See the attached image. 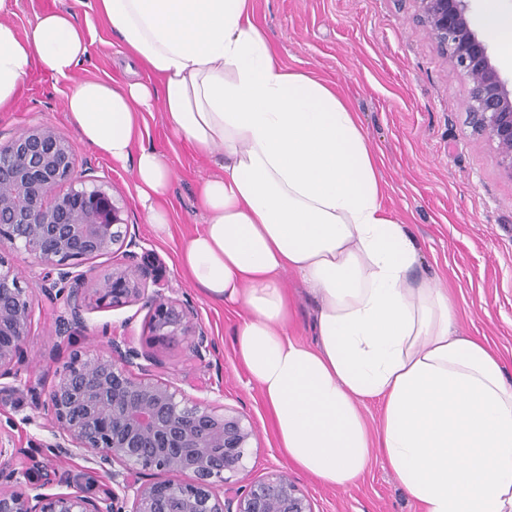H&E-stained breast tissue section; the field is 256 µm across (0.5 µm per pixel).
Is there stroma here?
<instances>
[{
	"label": "stroma",
	"instance_id": "stroma-1",
	"mask_svg": "<svg viewBox=\"0 0 512 512\" xmlns=\"http://www.w3.org/2000/svg\"><path fill=\"white\" fill-rule=\"evenodd\" d=\"M253 4L278 60L333 85L358 112L377 160L383 206L392 218L410 225L421 247L420 274L448 288L458 331L486 340L512 379V179L499 169L493 149L473 137L466 123L467 86L451 75L446 57L418 23L412 0ZM60 5L90 32V51L71 79L37 76L27 83L14 108L0 112V142L38 123L51 124L77 142L79 168L107 182L142 249L160 261L169 296L193 306L196 322L209 330L217 351L204 364L192 358L189 337L155 343L143 300L119 309L89 306L84 329L58 336L62 303L50 302L40 291L41 269L32 255L7 252L9 263L34 290L28 361L18 378L0 380V439L23 449L19 470L27 479L45 482L67 469L80 486L104 495L107 481L90 474L82 460L52 449L40 402L74 352L96 349L117 334L155 353L163 362V379L180 385L211 380L214 389L223 390L225 406L247 416L256 438L242 482L284 471L308 494L315 512H418L380 454H373L362 477L345 489L325 487L289 462L262 396L236 356L240 309L209 299L180 266L187 238L202 226L198 189L209 166L169 135L160 113H145V144L162 151L174 170L165 202L172 217L170 233L156 235L136 198L131 170L79 144L65 112L73 84L132 80L119 40L88 5L79 0H60Z\"/></svg>",
	"mask_w": 512,
	"mask_h": 512
}]
</instances>
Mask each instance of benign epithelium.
<instances>
[{"mask_svg":"<svg viewBox=\"0 0 512 512\" xmlns=\"http://www.w3.org/2000/svg\"><path fill=\"white\" fill-rule=\"evenodd\" d=\"M417 18L468 83L466 112L474 135L489 144L512 179V79L472 19V0H412ZM76 146L51 125H31L0 143V248L33 255L44 275L40 290L63 302L59 333L85 327L89 297L115 308L150 298L156 342L182 332L192 357L215 351L194 313L166 295L158 266L140 255L120 203L102 181L76 169ZM119 255L112 273L83 285L81 264ZM32 332V294L0 254V380L17 375ZM161 363L117 336L100 349L74 353L47 393L53 447L78 456L113 484L104 496L78 487L47 493L23 482L17 448L0 441V512H314L310 498L285 472L238 487L254 436L245 415L199 400L157 375Z\"/></svg>","mask_w":512,"mask_h":512,"instance_id":"obj_1","label":"benign epithelium"}]
</instances>
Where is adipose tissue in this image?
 <instances>
[{"label":"adipose tissue","mask_w":512,"mask_h":512,"mask_svg":"<svg viewBox=\"0 0 512 512\" xmlns=\"http://www.w3.org/2000/svg\"><path fill=\"white\" fill-rule=\"evenodd\" d=\"M0 0V111L33 75L69 78L92 43L51 6L26 31ZM144 81L79 82L66 99L79 140L131 165L153 230L170 229L172 169L144 145L141 117L212 172L201 230L180 263L210 298L240 307L237 357L259 389L289 461L344 489L373 450L421 512H512V381L485 341L453 327L422 253L390 218L356 112L326 82L288 69L253 0H94ZM315 295L314 343L292 333L285 272ZM378 401L371 432L361 411Z\"/></svg>","instance_id":"adipose-tissue-1"}]
</instances>
